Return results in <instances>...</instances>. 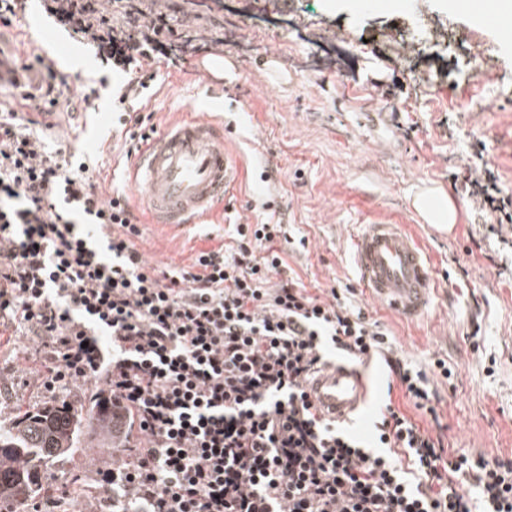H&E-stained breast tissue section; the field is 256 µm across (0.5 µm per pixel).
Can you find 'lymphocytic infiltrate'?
Segmentation results:
<instances>
[{
	"mask_svg": "<svg viewBox=\"0 0 512 512\" xmlns=\"http://www.w3.org/2000/svg\"><path fill=\"white\" fill-rule=\"evenodd\" d=\"M46 12L124 76L112 94L117 133L150 143L135 108L156 66L176 64L165 14L124 0H43ZM33 111L80 101L41 58ZM52 123L0 113V335L38 339L29 367L51 397L88 387L120 408L126 442L96 470L111 512H512V460L444 447L384 397L371 440L324 418L306 384L330 352L384 361L387 389L433 413L426 370L400 357L379 320L336 289L273 281L281 222L235 224V247L159 267L137 247L126 196L106 198L86 163L50 149ZM263 245L256 255L254 245Z\"/></svg>",
	"mask_w": 512,
	"mask_h": 512,
	"instance_id": "obj_1",
	"label": "lymphocytic infiltrate"
}]
</instances>
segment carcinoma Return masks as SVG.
I'll return each mask as SVG.
<instances>
[{
	"mask_svg": "<svg viewBox=\"0 0 512 512\" xmlns=\"http://www.w3.org/2000/svg\"><path fill=\"white\" fill-rule=\"evenodd\" d=\"M115 410L110 401L85 414L64 402L18 409L11 427L0 431V507L15 509L34 500L42 490L41 469L78 447L84 415L115 428Z\"/></svg>",
	"mask_w": 512,
	"mask_h": 512,
	"instance_id": "carcinoma-1",
	"label": "carcinoma"
}]
</instances>
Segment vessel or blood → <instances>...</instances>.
Returning <instances> with one entry per match:
<instances>
[{
	"label": "vessel or blood",
	"instance_id": "b4317fda",
	"mask_svg": "<svg viewBox=\"0 0 512 512\" xmlns=\"http://www.w3.org/2000/svg\"><path fill=\"white\" fill-rule=\"evenodd\" d=\"M482 8L498 39L511 42L512 18L495 0H484ZM232 181L224 130L209 120L169 125L133 161L132 183L159 224L196 223ZM354 246L361 284L374 299L409 319L424 313L434 283L430 257L403 225H365ZM308 393L324 415L344 421L362 412L369 386L358 367L332 363L319 370Z\"/></svg>",
	"mask_w": 512,
	"mask_h": 512
}]
</instances>
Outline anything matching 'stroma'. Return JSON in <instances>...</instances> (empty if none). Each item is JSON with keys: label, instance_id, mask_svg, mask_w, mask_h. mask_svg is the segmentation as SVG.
I'll use <instances>...</instances> for the list:
<instances>
[{"label": "stroma", "instance_id": "35a3bbf8", "mask_svg": "<svg viewBox=\"0 0 512 512\" xmlns=\"http://www.w3.org/2000/svg\"><path fill=\"white\" fill-rule=\"evenodd\" d=\"M180 32L206 31L209 50L186 51L161 69L147 110L157 128L198 115L223 123L224 146L238 173L223 206L202 223H152L128 184L127 145L112 129V88L90 46L57 26L41 0H25L0 50L39 54L71 93L106 79L93 112L55 115L62 150L94 166L104 196L126 192L141 222L137 246L152 264L191 265L196 253L230 243L234 221H261L276 209L283 278L306 288L347 292L378 319L399 353L423 367L444 359L451 379L435 377V416L416 413L401 390L397 408L439 430L448 448L512 457V247L489 227L464 191L494 172L512 200V44L501 43L476 9L452 12L448 0H157ZM223 59V76L202 78ZM447 194L452 229L426 222L413 199ZM402 224L431 259L437 289L427 312L405 320L362 288L353 241L363 225ZM36 337L0 346V426L19 405L47 402L22 360ZM85 448L54 461L44 485L112 460L105 431L91 425Z\"/></svg>", "mask_w": 512, "mask_h": 512}]
</instances>
